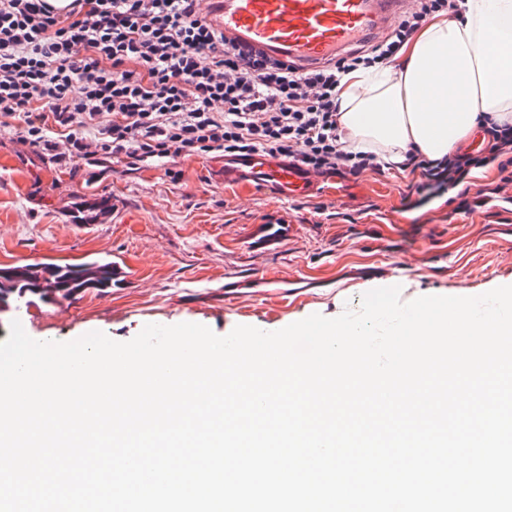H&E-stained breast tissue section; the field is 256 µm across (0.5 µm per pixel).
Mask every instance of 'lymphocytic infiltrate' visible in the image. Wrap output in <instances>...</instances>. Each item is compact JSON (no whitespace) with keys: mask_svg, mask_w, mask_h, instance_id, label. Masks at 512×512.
Returning <instances> with one entry per match:
<instances>
[{"mask_svg":"<svg viewBox=\"0 0 512 512\" xmlns=\"http://www.w3.org/2000/svg\"><path fill=\"white\" fill-rule=\"evenodd\" d=\"M202 0H0V128L57 166L103 156L128 169L179 160L269 154L316 175L382 169L342 142L336 97L343 77L403 53L457 0H412L391 36L324 65L299 69L246 53L214 29ZM480 146L430 160L407 153L419 204L494 168L495 180L457 208L474 213L512 189V124L490 123Z\"/></svg>","mask_w":512,"mask_h":512,"instance_id":"1","label":"lymphocytic infiltrate"}]
</instances>
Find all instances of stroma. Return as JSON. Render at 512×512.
<instances>
[{"mask_svg": "<svg viewBox=\"0 0 512 512\" xmlns=\"http://www.w3.org/2000/svg\"><path fill=\"white\" fill-rule=\"evenodd\" d=\"M178 167L175 182L159 167L77 159L60 168L0 129V266L100 259L126 272L104 293L0 312V342L15 319L39 341L100 331L125 342L149 323H196L220 336L238 325L276 331L314 313L359 310L395 265L405 302L512 285V203L468 215L445 194L406 209L416 177L394 169L321 176L311 194L290 198L225 183L220 157ZM79 203L103 211L82 224ZM272 222L288 234L260 246L254 228Z\"/></svg>", "mask_w": 512, "mask_h": 512, "instance_id": "stroma-1", "label": "stroma"}]
</instances>
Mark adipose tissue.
Wrapping results in <instances>:
<instances>
[{"label": "adipose tissue", "instance_id": "adipose-tissue-1", "mask_svg": "<svg viewBox=\"0 0 512 512\" xmlns=\"http://www.w3.org/2000/svg\"><path fill=\"white\" fill-rule=\"evenodd\" d=\"M338 109L355 147L391 167L411 149L441 158L484 120L512 122V0H459L406 53L345 75Z\"/></svg>", "mask_w": 512, "mask_h": 512}]
</instances>
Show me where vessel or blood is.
Segmentation results:
<instances>
[{
  "instance_id": "b4317fda",
  "label": "vessel or blood",
  "mask_w": 512,
  "mask_h": 512,
  "mask_svg": "<svg viewBox=\"0 0 512 512\" xmlns=\"http://www.w3.org/2000/svg\"><path fill=\"white\" fill-rule=\"evenodd\" d=\"M212 22L243 50L314 67L364 40L392 32L408 0H212ZM228 182L272 186L281 195L306 194L314 177L277 158L254 154L224 163Z\"/></svg>"
}]
</instances>
